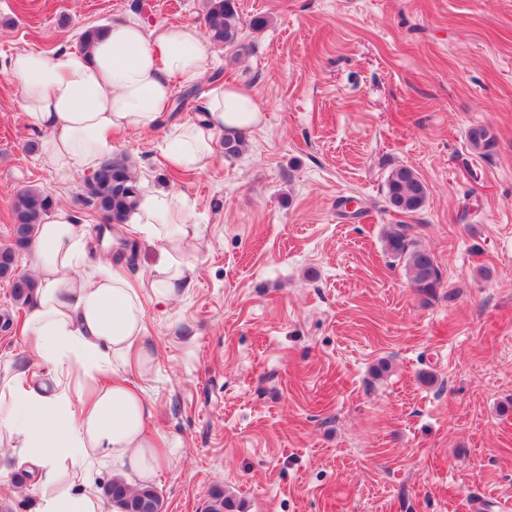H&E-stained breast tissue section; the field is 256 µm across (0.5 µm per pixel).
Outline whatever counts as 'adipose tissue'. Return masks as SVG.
Instances as JSON below:
<instances>
[{
	"label": "adipose tissue",
	"instance_id": "obj_1",
	"mask_svg": "<svg viewBox=\"0 0 512 512\" xmlns=\"http://www.w3.org/2000/svg\"><path fill=\"white\" fill-rule=\"evenodd\" d=\"M215 60L189 25L147 26L136 16L103 26L81 47L18 49L0 58L28 128L58 171L95 168L112 135L156 128L175 86L193 87ZM197 121L171 125L165 158L206 169L218 136L241 137L264 119L258 98L217 83ZM132 229L161 244L146 278L91 263L78 215L57 205L31 243L38 286L23 334L26 350L0 359V447L37 488L30 512H106L86 464L111 460L131 486L151 483L164 456L147 428L156 410L139 381L156 363L144 330L148 306L165 307L193 285L188 249L199 237L192 208L173 191L141 192Z\"/></svg>",
	"mask_w": 512,
	"mask_h": 512
}]
</instances>
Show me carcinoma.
Returning <instances> with one entry per match:
<instances>
[{"mask_svg":"<svg viewBox=\"0 0 512 512\" xmlns=\"http://www.w3.org/2000/svg\"><path fill=\"white\" fill-rule=\"evenodd\" d=\"M204 22L214 42L236 52L243 49L240 43L242 21L236 0H206ZM468 139L482 156H489L496 149V139L485 127L472 128ZM139 193L128 157L111 155L103 158L86 178L83 203L99 211L108 222L121 224L133 212ZM428 194V186L410 167H397L387 177L386 203L397 213L411 215L419 212L425 206ZM54 205L55 200L50 194L36 188L22 189L14 198L12 243L0 246V280L11 283L12 297L18 305L29 303L36 284L29 276L15 275L17 250L31 243L37 227L44 223ZM384 244L386 252L404 264L412 287L423 294H431L438 288L440 272L435 257L410 238L407 225L401 224L388 231ZM104 494L119 512H162L161 498L151 485L133 490L126 487L122 479L115 478L104 487ZM236 509L237 504L222 492L214 494L207 506V512H236Z\"/></svg>","mask_w":512,"mask_h":512,"instance_id":"cac0c4a2","label":"carcinoma"}]
</instances>
